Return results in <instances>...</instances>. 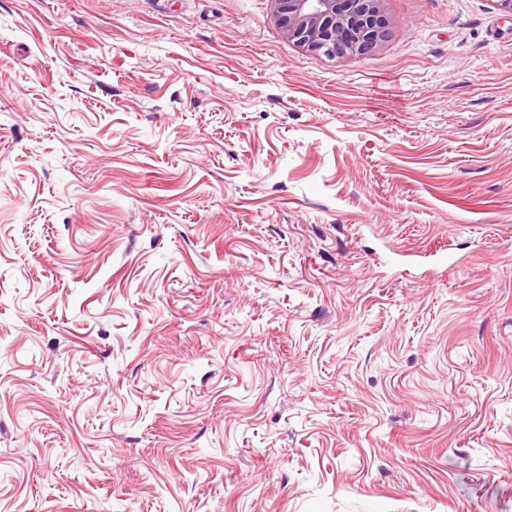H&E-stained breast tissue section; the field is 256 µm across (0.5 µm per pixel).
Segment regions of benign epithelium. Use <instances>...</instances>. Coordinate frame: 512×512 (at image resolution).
<instances>
[{
    "instance_id": "7a95c632",
    "label": "benign epithelium",
    "mask_w": 512,
    "mask_h": 512,
    "mask_svg": "<svg viewBox=\"0 0 512 512\" xmlns=\"http://www.w3.org/2000/svg\"><path fill=\"white\" fill-rule=\"evenodd\" d=\"M270 6L284 37L331 58L367 55L390 35L383 0H270Z\"/></svg>"
}]
</instances>
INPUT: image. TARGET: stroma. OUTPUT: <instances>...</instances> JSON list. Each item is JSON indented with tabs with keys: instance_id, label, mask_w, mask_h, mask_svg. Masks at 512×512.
Masks as SVG:
<instances>
[{
	"instance_id": "stroma-1",
	"label": "stroma",
	"mask_w": 512,
	"mask_h": 512,
	"mask_svg": "<svg viewBox=\"0 0 512 512\" xmlns=\"http://www.w3.org/2000/svg\"><path fill=\"white\" fill-rule=\"evenodd\" d=\"M0 0V512H512V19ZM271 18L299 47L331 58L364 56L381 48L391 21L383 0H270Z\"/></svg>"
}]
</instances>
